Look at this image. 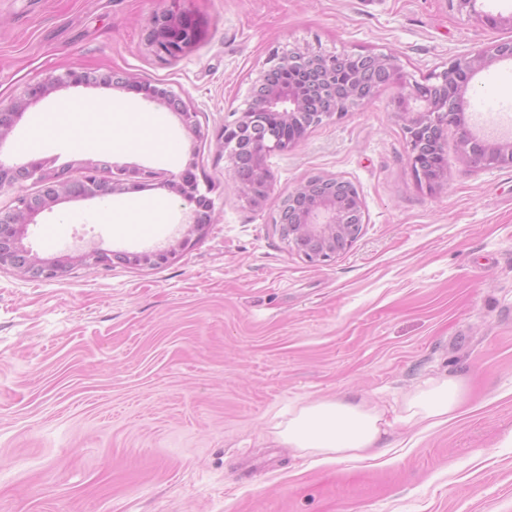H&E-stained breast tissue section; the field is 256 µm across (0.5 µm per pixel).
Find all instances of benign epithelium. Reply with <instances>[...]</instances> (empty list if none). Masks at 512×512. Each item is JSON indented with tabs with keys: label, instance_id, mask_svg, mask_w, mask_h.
<instances>
[{
	"label": "benign epithelium",
	"instance_id": "1",
	"mask_svg": "<svg viewBox=\"0 0 512 512\" xmlns=\"http://www.w3.org/2000/svg\"><path fill=\"white\" fill-rule=\"evenodd\" d=\"M480 0H449L450 6L478 22L512 26V13L492 17L479 10ZM201 26L190 15L170 10L155 14L150 20L148 42L161 57L176 58L192 49L201 40ZM370 62L384 73L402 78L407 92L399 103L398 112L410 147L414 172L427 183L434 179L425 175L417 161L415 134L443 127L442 118L454 113L464 158L479 164L512 165V142L480 139L472 135L464 121V94L476 74L493 65L512 60V40L490 43L465 56L451 61L448 66L432 73L428 82L419 83L402 72L398 56L376 54ZM336 56L316 52L308 47L294 46L274 51L266 67L258 72L252 83L245 108L238 116L224 124L216 138L219 153L231 145L239 151L229 152V171L240 193L254 205H262L271 197V177L267 156L273 151L286 152L297 146L307 130L334 117L340 118L358 105L370 102L379 86L361 69L347 73L345 83L336 81ZM90 75L71 71L62 77L29 85L25 96L8 104H0V152L10 140L23 118L29 103L47 97L54 88L65 84H89ZM104 85L114 84L142 95L150 102L175 114L181 125L195 139H204L198 112L182 96L162 84L143 83L128 77L105 74ZM104 163L78 160L73 163L78 175L68 176L49 162L9 164L0 161V190L17 191L12 208L0 210V269L8 268L28 279L49 280L60 276L75 265H110L117 260L132 266H156L177 259L191 248L214 223V201L204 195L199 182L186 173L171 174L164 185L183 201L189 209L187 230L168 247L151 252H112L100 249L79 252L57 258H41L23 244L30 225L36 217L62 201L103 198L128 191L139 183L156 178V173L136 165L109 169L116 174L101 178ZM39 186L35 194L25 191L27 181ZM343 180L317 175L311 177L286 195L277 199L275 220L280 236L312 264L326 263L351 248L361 234L357 217L363 215L360 197L347 203L336 196V186Z\"/></svg>",
	"mask_w": 512,
	"mask_h": 512
}]
</instances>
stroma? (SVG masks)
<instances>
[{
    "label": "stroma",
    "instance_id": "stroma-1",
    "mask_svg": "<svg viewBox=\"0 0 512 512\" xmlns=\"http://www.w3.org/2000/svg\"><path fill=\"white\" fill-rule=\"evenodd\" d=\"M168 0H0V102L75 70L132 74L185 95L209 137L167 109L102 85L33 103L8 151L70 107L132 103L159 113L175 159L110 148L77 129L49 155L156 172L137 196L165 207L142 239L103 220L99 199L42 213L26 246L40 257L145 252L180 237L164 176L211 183L216 222L175 262L69 268L52 280L0 270V512H512V166L462 164L445 127L448 171L418 182L396 112L398 79L369 103L267 158L273 192L315 175L351 182L364 205L353 247L324 264L276 230L274 202L252 205L213 135L243 109L275 49L396 54L416 81L512 27L475 21L448 0H183L202 27L176 59L147 40ZM470 130L512 139V61L477 75ZM55 247L44 229L64 213ZM463 375L467 411L438 427L394 417L431 377ZM357 392L392 419L384 456L325 462L273 437L295 405Z\"/></svg>",
    "mask_w": 512,
    "mask_h": 512
}]
</instances>
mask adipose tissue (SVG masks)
<instances>
[{
    "mask_svg": "<svg viewBox=\"0 0 512 512\" xmlns=\"http://www.w3.org/2000/svg\"><path fill=\"white\" fill-rule=\"evenodd\" d=\"M108 126L118 147L152 145L163 139V122L145 124L132 106L114 109L101 106L94 118L74 113L70 123L45 125L42 134L29 141L31 156L37 157L68 138L71 129ZM467 400L462 378L439 376L428 379L403 401L399 420L405 424L439 425L456 417ZM390 427L385 410L363 395L324 399L298 404L286 421L275 427V435L288 447L332 462L368 457L383 447Z\"/></svg>",
    "mask_w": 512,
    "mask_h": 512,
    "instance_id": "adipose-tissue-1",
    "label": "adipose tissue"
}]
</instances>
